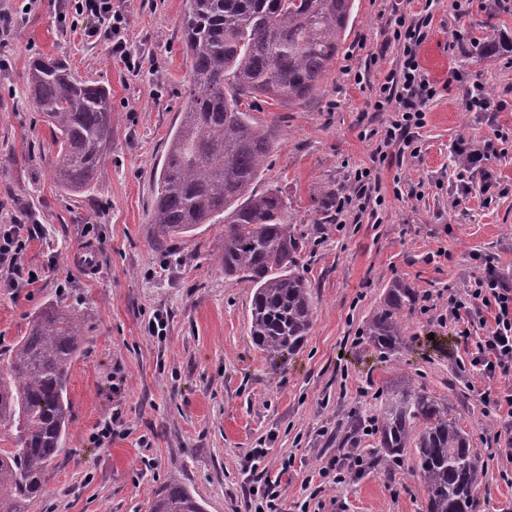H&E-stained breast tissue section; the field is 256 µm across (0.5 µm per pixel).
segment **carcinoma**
Wrapping results in <instances>:
<instances>
[{"mask_svg":"<svg viewBox=\"0 0 512 512\" xmlns=\"http://www.w3.org/2000/svg\"><path fill=\"white\" fill-rule=\"evenodd\" d=\"M355 0H184L182 32L191 87L181 120L167 137L156 175L151 223L164 236L201 224L224 225V275L253 284L250 334L274 369L302 348L316 313L300 272L288 202L276 188L253 191L277 145L251 105L260 97L293 104L314 96L344 49ZM57 146L52 176L68 194L97 180L112 146L110 91L76 78L66 61L36 58L26 79ZM420 302L403 279L386 288L364 334L382 358L406 348L403 316ZM84 343L75 306L50 304L10 349L0 373V426L15 448L0 449V512H27L44 494L46 473L64 447L71 400L68 378ZM379 464L411 455L426 495L425 512H474L485 472L469 435L448 406L408 377L390 385L374 422ZM150 512H204L171 478Z\"/></svg>","mask_w":512,"mask_h":512,"instance_id":"carcinoma-1","label":"carcinoma"}]
</instances>
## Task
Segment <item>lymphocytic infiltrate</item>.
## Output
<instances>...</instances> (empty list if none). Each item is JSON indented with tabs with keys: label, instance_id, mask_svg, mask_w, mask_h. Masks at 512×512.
<instances>
[{
	"label": "lymphocytic infiltrate",
	"instance_id": "1",
	"mask_svg": "<svg viewBox=\"0 0 512 512\" xmlns=\"http://www.w3.org/2000/svg\"><path fill=\"white\" fill-rule=\"evenodd\" d=\"M65 15L80 17L92 23L89 36L110 41L126 69L140 71L141 56L131 53L124 40L128 26L126 13L114 0H66ZM425 20L406 12L396 15L387 22L391 42L402 48V61L398 69L390 71L379 87L377 108H392L394 118L387 127L374 155L386 159L387 148L403 144L411 156H418L416 132L425 124V106L436 94L418 60V48L425 38ZM512 144V132L499 131L494 140L459 141L454 153L459 159L457 179L462 196L472 192H487L491 187V173L488 168L492 157L499 148ZM379 178L371 168L356 172L352 185L336 202L337 214L348 209L366 211L369 205H382L383 196L378 195ZM42 228L32 216L14 219L0 228V288H13L20 282H36L37 273L28 271L23 258L29 244L38 238ZM490 312L491 324L485 325V334L470 354L471 365L483 374H512V287L505 285L494 270H487L484 276L475 279L466 296L448 298V314L455 322L461 323L462 336H469L467 324L472 315Z\"/></svg>",
	"mask_w": 512,
	"mask_h": 512
}]
</instances>
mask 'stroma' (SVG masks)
<instances>
[{
    "mask_svg": "<svg viewBox=\"0 0 512 512\" xmlns=\"http://www.w3.org/2000/svg\"><path fill=\"white\" fill-rule=\"evenodd\" d=\"M128 15V47L142 53L126 70L109 41L59 20L60 0H0V225L32 214L43 234L31 242L35 284L0 288V353L23 336L35 312L75 303L86 341L72 364L68 435L44 496L28 512H149L154 492L178 477L205 512H247L257 478L280 485L276 512H423L425 494L408 462L373 467L377 438L363 429L386 382L409 375L468 433L487 475L476 512H512V376L488 377L469 364L483 334L460 338L448 297L465 296L486 268L512 286V150L493 159L489 195L459 199L454 143L512 128V10L458 16L451 0H356L345 52L314 97L295 105L258 101L256 123L276 125L279 144L256 191L277 187L288 201L302 271L317 316L302 349L271 370L250 337L253 288L221 265L224 227L162 237L151 224L155 175L191 86L182 34L183 0H116ZM429 9L418 60L437 89L419 131L418 157L389 149L377 165L385 202L376 212L323 215L320 190L341 194L356 169L372 165L384 75L402 53L386 23ZM470 30L479 45L455 42ZM380 62L369 67L371 55ZM38 57L64 59L80 79L110 88L112 148L97 183L68 195L52 178V135L25 81ZM364 75L362 83L342 67ZM507 100L501 112L467 110L456 74ZM396 278L418 289L408 319L412 348L389 364L363 331ZM168 316L165 335L147 324ZM111 420L110 443L98 438ZM263 449L248 470L253 449ZM367 461L341 484L322 467L339 449Z\"/></svg>",
    "mask_w": 512,
    "mask_h": 512,
    "instance_id": "1",
    "label": "stroma"
}]
</instances>
